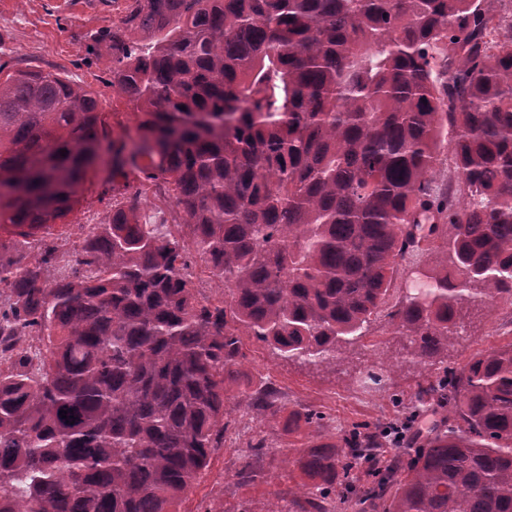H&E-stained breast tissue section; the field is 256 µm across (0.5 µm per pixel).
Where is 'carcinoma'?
Instances as JSON below:
<instances>
[{
    "label": "carcinoma",
    "instance_id": "obj_1",
    "mask_svg": "<svg viewBox=\"0 0 512 512\" xmlns=\"http://www.w3.org/2000/svg\"><path fill=\"white\" fill-rule=\"evenodd\" d=\"M86 52L135 132L110 137L66 75L0 64V512H179L224 444L244 336L335 367L380 319L434 366L465 306L512 301V18L492 4L131 0ZM100 169L102 221L53 235ZM131 174L180 229L140 222ZM240 397L266 424L284 409L269 384ZM413 398L441 423L406 462L336 495L381 449L357 426L299 452L312 483L267 512H512V342ZM439 260V256L437 255H424L419 257L408 258L406 262L400 267L398 274L395 277L394 283L392 285V300L393 302L397 300L398 297L402 296L405 292L406 286L410 284L412 279L411 271L415 269L417 266H430L437 264Z\"/></svg>",
    "mask_w": 512,
    "mask_h": 512
}]
</instances>
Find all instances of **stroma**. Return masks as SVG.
Returning <instances> with one entry per match:
<instances>
[{
  "label": "stroma",
  "instance_id": "1",
  "mask_svg": "<svg viewBox=\"0 0 512 512\" xmlns=\"http://www.w3.org/2000/svg\"><path fill=\"white\" fill-rule=\"evenodd\" d=\"M112 20V0H0V56L23 67L67 74L96 93L111 130L130 129L135 125L133 112L106 84L102 71L83 62L90 33L110 27ZM104 179L101 172L89 175L68 223H100L105 210L99 200ZM511 341L512 304L501 302L490 311L470 306L463 331L449 345L443 365L460 370L473 356ZM405 343V337L371 323L365 336L346 350L341 368L333 371L279 357L265 343L245 337V372L253 380L272 383L288 409H315L325 419L319 427L302 421L291 425L283 418L262 427L239 406L238 393L230 392L226 405L231 425L224 445L216 449L208 469L185 496L182 512H204L208 507L216 512H265L270 499L288 501L290 490L302 479L300 471L285 460L288 450L307 447L318 436L336 442L358 424L383 427L408 420L409 401L423 367L400 362L385 373L381 384L366 379L375 352L398 358ZM395 393L402 396V404L392 401ZM258 430L264 431L271 448L253 463L257 479L238 481L236 473L246 461V443Z\"/></svg>",
  "mask_w": 512,
  "mask_h": 512
}]
</instances>
